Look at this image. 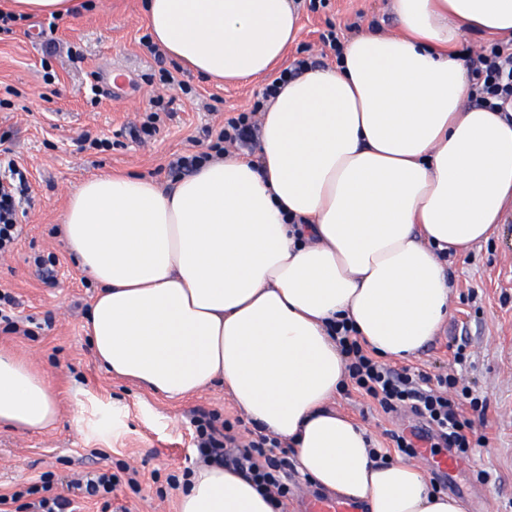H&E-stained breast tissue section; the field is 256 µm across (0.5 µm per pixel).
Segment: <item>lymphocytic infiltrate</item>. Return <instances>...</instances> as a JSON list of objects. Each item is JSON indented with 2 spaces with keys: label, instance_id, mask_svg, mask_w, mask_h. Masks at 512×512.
<instances>
[{
  "label": "lymphocytic infiltrate",
  "instance_id": "obj_1",
  "mask_svg": "<svg viewBox=\"0 0 512 512\" xmlns=\"http://www.w3.org/2000/svg\"><path fill=\"white\" fill-rule=\"evenodd\" d=\"M468 67L472 79L471 100L475 106L494 112H512V41H497L469 54ZM307 61H296L284 69L254 101L249 110L225 119L220 128L210 126L202 130L207 143L205 151L180 155L171 159V172L183 173L196 169L203 161L223 155L226 146H236L251 153L258 133L256 116L265 99L274 97L281 84L295 72L304 71ZM27 176L10 149L0 150V255L11 252L22 227L17 222V211L28 200ZM332 332L345 359L347 376L357 391L370 398L388 415L410 412L420 424L410 432L394 431L390 439L395 448L408 457H415L417 442L428 438L451 448L456 455L465 456L482 441L478 421L485 415L484 406L464 410L462 402L451 391L457 385L454 376H430L426 371L410 372L397 369L374 359L365 350L354 329L346 321H338ZM194 445L201 462L221 465L240 472L269 496L276 512H286L290 484L294 478L295 463L291 450L277 438L264 433L244 441L233 425L220 421L218 416L199 413L193 418ZM139 472L124 465L117 471L98 469L82 475L70 485L71 491L91 496H108L120 487L138 489ZM38 485L26 492L0 495V507L13 505V512H70L75 501L69 493L39 497Z\"/></svg>",
  "mask_w": 512,
  "mask_h": 512
}]
</instances>
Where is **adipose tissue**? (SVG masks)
Listing matches in <instances>:
<instances>
[{
    "instance_id": "adipose-tissue-1",
    "label": "adipose tissue",
    "mask_w": 512,
    "mask_h": 512,
    "mask_svg": "<svg viewBox=\"0 0 512 512\" xmlns=\"http://www.w3.org/2000/svg\"><path fill=\"white\" fill-rule=\"evenodd\" d=\"M23 18L81 0H0ZM397 32L345 42L340 64L290 79L265 106L255 156L203 163L169 189L86 179L63 213L99 284L87 331L106 370L170 399L223 384L293 449L302 475L365 512H466L421 468L380 462L333 402L345 379L330 327L408 361L448 317L444 255L489 240L512 205V122L468 105L463 35L512 37V0H392ZM153 41L225 83L269 72L296 39L294 0H146ZM51 387L0 350V425L53 428ZM179 512H275L223 467H200Z\"/></svg>"
}]
</instances>
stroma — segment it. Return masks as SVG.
Masks as SVG:
<instances>
[{
    "label": "stroma",
    "instance_id": "35a3bbf8",
    "mask_svg": "<svg viewBox=\"0 0 512 512\" xmlns=\"http://www.w3.org/2000/svg\"><path fill=\"white\" fill-rule=\"evenodd\" d=\"M360 21L362 27H397L390 0H329L326 8L300 9V29L285 66L308 59L336 63L323 47L327 25ZM43 18L17 21L0 33V141L28 168L32 199L19 212L21 239L12 256L0 257V287L18 299L16 313L30 318L31 337L0 332V348L29 360L53 387L61 417L48 431L19 432L0 426V494H9L48 474L53 492L88 471L121 464L140 472V488L121 487L116 495L130 512H176L178 493L167 477L194 464L190 418L193 411L239 418L223 386L172 400L117 378L96 361L84 326L97 288L75 267L59 234L61 212L88 177L111 171L155 176L170 187L167 163L191 154L201 127L223 124L233 109L253 103L269 76L234 84L197 77L170 57L154 59L139 43L148 28L142 0H88V6L64 18L56 33L61 48L46 55ZM83 54L69 61L65 44ZM109 63L125 70L113 82L101 73ZM171 70L176 85L169 94L176 115L160 126L154 140L141 142L134 129L158 92L153 80ZM105 139L99 149H82L80 138ZM53 267V282L36 272L35 260ZM451 309L446 324L412 366L433 374L450 373L469 396L485 400L487 410L480 446L459 460L455 471L428 473L439 491L461 499L467 512H512V208L489 241L449 264ZM467 356L455 361L458 345ZM336 407L367 429L373 443L391 450L387 430L414 424L412 415L384 414L356 390L340 392ZM487 471L489 481L477 479Z\"/></svg>",
    "mask_w": 512,
    "mask_h": 512
}]
</instances>
